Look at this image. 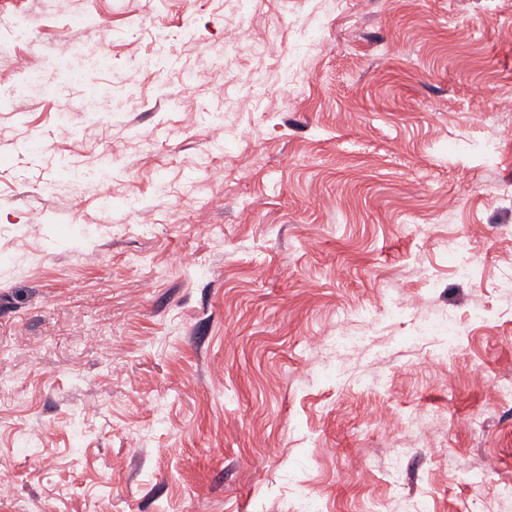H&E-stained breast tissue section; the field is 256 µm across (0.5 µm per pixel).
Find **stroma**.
Returning <instances> with one entry per match:
<instances>
[{
    "instance_id": "obj_1",
    "label": "stroma",
    "mask_w": 512,
    "mask_h": 512,
    "mask_svg": "<svg viewBox=\"0 0 512 512\" xmlns=\"http://www.w3.org/2000/svg\"><path fill=\"white\" fill-rule=\"evenodd\" d=\"M326 8L256 0L259 57L234 0H0V512H466L512 481V0ZM448 312L457 352L412 342ZM238 5V25L233 31V39L236 43H246L249 47L254 46L251 13L253 0H235ZM469 250L470 244L467 238L463 236L448 238V254L457 259L455 273L460 278L472 276V267L464 260Z\"/></svg>"
}]
</instances>
